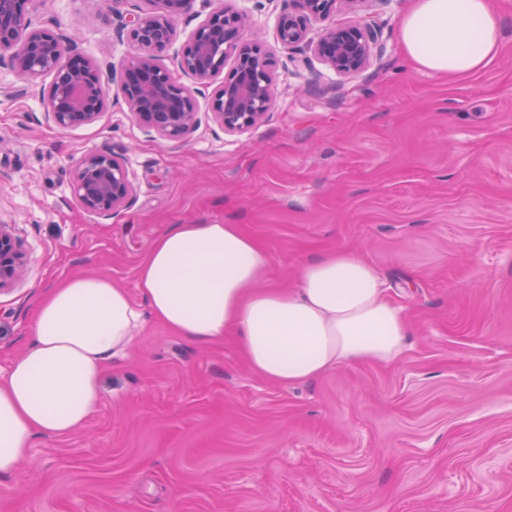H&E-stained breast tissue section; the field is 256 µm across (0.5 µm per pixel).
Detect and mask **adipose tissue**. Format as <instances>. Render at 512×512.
<instances>
[{"mask_svg": "<svg viewBox=\"0 0 512 512\" xmlns=\"http://www.w3.org/2000/svg\"><path fill=\"white\" fill-rule=\"evenodd\" d=\"M501 30L491 0H411L398 22L407 58L451 78L483 67ZM271 266L268 251L240 225L175 224L139 268V300L97 275L49 288L35 309L30 344L0 377V481L15 475L36 438L85 426L101 403L106 365L126 355L149 320L200 343L233 336L251 370L276 384L404 357L407 318L356 250L306 260L288 290L269 286Z\"/></svg>", "mask_w": 512, "mask_h": 512, "instance_id": "adipose-tissue-1", "label": "adipose tissue"}]
</instances>
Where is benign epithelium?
I'll return each instance as SVG.
<instances>
[{
    "label": "benign epithelium",
    "mask_w": 512,
    "mask_h": 512,
    "mask_svg": "<svg viewBox=\"0 0 512 512\" xmlns=\"http://www.w3.org/2000/svg\"><path fill=\"white\" fill-rule=\"evenodd\" d=\"M26 0H0V70L35 86L51 78L43 100L48 120L60 131L95 123L107 104L100 66L84 56L66 36L32 26L24 13ZM153 8L130 14L116 29L134 52L121 64V94L131 113L148 130L169 142H180L200 124L198 96L210 91L209 118L229 134L248 131L271 109L275 84L274 60L245 31L246 14L218 0L194 30L176 68L159 64L160 54L176 41L178 19L189 14L193 0H149ZM362 0H288L276 17V42L293 54L310 53L343 75L364 70L381 32L359 19L349 25L328 24L309 37L313 22L329 20L336 9L356 7ZM229 74H224L228 61ZM187 77L188 86L182 82ZM133 182L124 163L108 152L91 151L76 164L72 193L83 210L109 217L129 203ZM14 225L0 219V292L19 281L28 267L13 233Z\"/></svg>",
    "instance_id": "7a95c632"
}]
</instances>
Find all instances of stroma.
Listing matches in <instances>:
<instances>
[{"label":"stroma","instance_id":"35a3bbf8","mask_svg":"<svg viewBox=\"0 0 512 512\" xmlns=\"http://www.w3.org/2000/svg\"><path fill=\"white\" fill-rule=\"evenodd\" d=\"M498 54L449 79L404 57L410 0H364L384 48L358 75L294 66L274 39L285 0H238L276 64L266 119L227 134L202 117L180 142L137 122L117 82L94 124L61 131L49 80L0 95V215L31 257L0 293V374L57 281L138 270L175 224H238L291 288L302 262L354 248L411 324L393 365H342L296 385L254 375L232 340L199 344L156 322L103 377L83 429L38 438L0 512H512V0ZM149 0H32L34 26L76 39L102 70L132 54L112 35ZM129 169L104 219L72 195L87 152Z\"/></svg>","mask_w":512,"mask_h":512}]
</instances>
